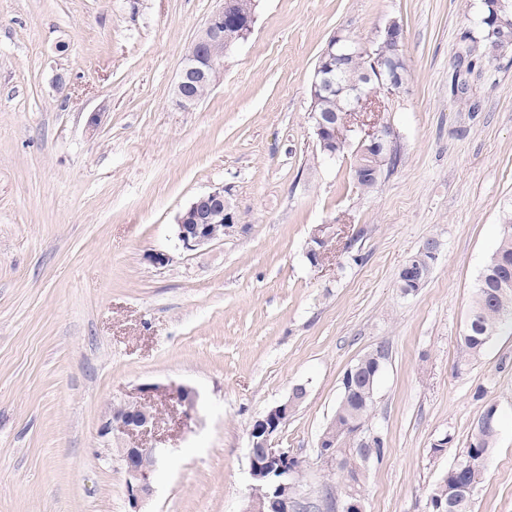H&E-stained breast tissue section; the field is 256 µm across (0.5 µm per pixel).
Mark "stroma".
Segmentation results:
<instances>
[{"mask_svg":"<svg viewBox=\"0 0 512 512\" xmlns=\"http://www.w3.org/2000/svg\"><path fill=\"white\" fill-rule=\"evenodd\" d=\"M257 4L217 84L183 108L178 75L216 0H0V512H240L249 428L298 384L274 445L317 495L340 480L317 444L343 374L379 345L369 423L387 453L367 467V512H429L488 402L499 431L472 512H512V335L466 365L456 344L512 212V48L460 92L481 0ZM394 21L407 80L380 94L379 120L401 161L366 193L350 154L320 153L310 86L330 37L367 43ZM217 187L233 223L182 253L179 213ZM320 224L336 232L314 267ZM431 238L430 278L402 295ZM170 382L198 392L199 421L158 404L146 442L168 454L135 508L103 426Z\"/></svg>","mask_w":512,"mask_h":512,"instance_id":"1","label":"stroma"}]
</instances>
